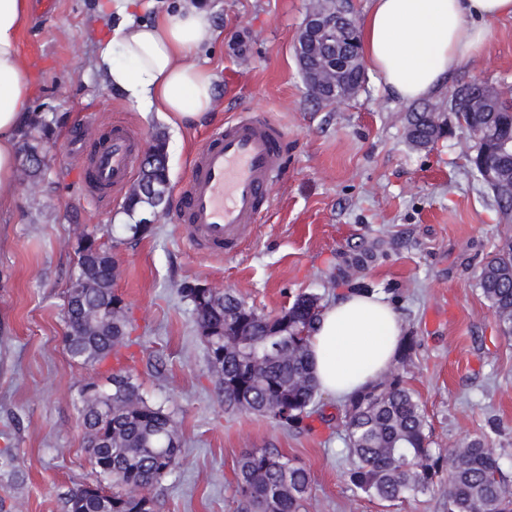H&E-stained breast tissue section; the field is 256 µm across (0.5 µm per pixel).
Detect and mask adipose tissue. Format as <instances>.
<instances>
[{"instance_id": "1", "label": "adipose tissue", "mask_w": 512, "mask_h": 512, "mask_svg": "<svg viewBox=\"0 0 512 512\" xmlns=\"http://www.w3.org/2000/svg\"><path fill=\"white\" fill-rule=\"evenodd\" d=\"M133 0H113L121 20L100 43L98 66L109 84L147 111L191 126L216 102L212 72L196 60L219 31L210 13L180 7L135 19ZM29 0H0V210L17 196L19 132L34 93L18 49ZM512 21V0H369L360 22L361 53L384 91L409 102L440 93L462 63L485 49L493 21ZM403 334L383 294L350 290L324 305L309 338L321 392L338 400L364 390L396 359Z\"/></svg>"}]
</instances>
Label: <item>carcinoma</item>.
Returning <instances> with one entry per match:
<instances>
[{"label":"carcinoma","instance_id":"1","mask_svg":"<svg viewBox=\"0 0 512 512\" xmlns=\"http://www.w3.org/2000/svg\"><path fill=\"white\" fill-rule=\"evenodd\" d=\"M466 124L489 133L470 157L472 174L502 163L512 176V98L490 106L488 112L464 113ZM410 144L423 149L441 137L434 130L428 104L406 115ZM52 128L39 121L21 133L18 156L36 163L23 175L35 180L45 167L44 144ZM168 167L165 140L152 146L151 161L141 169L144 192L128 195L127 208L157 209L166 202ZM500 214L512 219V198L487 185ZM155 230L152 224H122L108 245L94 234L80 238L75 249V270L65 306L67 332L64 347L71 360L93 367L125 344L128 336L126 304L114 288L115 250L127 240H140ZM478 287L493 312L500 331L512 336V240L498 246L483 265ZM196 285H179L191 300L209 370L224 393V404L274 423L298 425L319 390L308 350V337L322 308V296L303 293L275 316L249 306L232 290L215 289L193 299ZM99 311L112 312V325L92 335L83 333L85 320ZM83 423L96 437L92 463L103 478H112L117 490L100 484L82 485L66 493L67 512H153V501L138 495L150 489L179 464L173 413L149 401L128 371L118 370L100 384L92 378L81 389ZM347 447L352 464L349 480L354 489L381 502L393 503L424 495L442 476L448 481V512H512V488L498 457L486 439L475 436L446 452L432 447L425 409L400 373L380 393L376 386L345 402ZM453 464L444 469V461ZM236 495L241 512H306L312 477L308 469L292 463L276 449L241 455L236 462Z\"/></svg>","mask_w":512,"mask_h":512}]
</instances>
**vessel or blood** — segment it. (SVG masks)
I'll list each match as a JSON object with an SVG mask.
<instances>
[{
	"mask_svg": "<svg viewBox=\"0 0 512 512\" xmlns=\"http://www.w3.org/2000/svg\"><path fill=\"white\" fill-rule=\"evenodd\" d=\"M286 136L269 119L242 113L225 123L194 156L180 188L179 222L193 248L236 251L269 207L268 187L284 166ZM140 157L135 131L116 124L90 157L86 182L114 193L130 179Z\"/></svg>",
	"mask_w": 512,
	"mask_h": 512,
	"instance_id": "b4317fda",
	"label": "vessel or blood"
}]
</instances>
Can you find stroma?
Returning <instances> with one entry per match:
<instances>
[{
  "instance_id": "stroma-1",
  "label": "stroma",
  "mask_w": 512,
  "mask_h": 512,
  "mask_svg": "<svg viewBox=\"0 0 512 512\" xmlns=\"http://www.w3.org/2000/svg\"><path fill=\"white\" fill-rule=\"evenodd\" d=\"M29 18L20 49L37 76L31 112L51 124L48 167L37 190L19 186L0 212V500L11 512H65L71 488L99 482L89 462L80 389L90 368L68 357L65 292L78 239L105 225L134 224L125 191L90 193L84 171L113 124L132 126L141 144L163 136L169 206L154 234L122 245L116 289L138 342L121 368L149 400L175 413L182 462L149 490L155 512H238L236 461L275 448L313 475L308 512H446V483L414 500L387 504L348 479L345 407L323 395L297 428L227 408L198 336L182 281L231 289L276 314L301 293L324 301L360 287L384 293L399 312L412 350L395 363L423 404L436 447L485 435L512 480V339L504 337L478 287L482 265L512 235L491 193L473 177L466 138L445 87L432 103L451 129L428 148L406 139L409 104L367 74L351 99L326 105L308 92L295 38L312 0H196L221 34L198 59L215 77L212 117L176 127L112 92L96 67L111 31L99 0H55ZM461 82L512 91V21L492 23L486 52L463 64ZM257 112L288 139L284 176L240 249L195 251L176 220L178 192L209 130Z\"/></svg>"
}]
</instances>
